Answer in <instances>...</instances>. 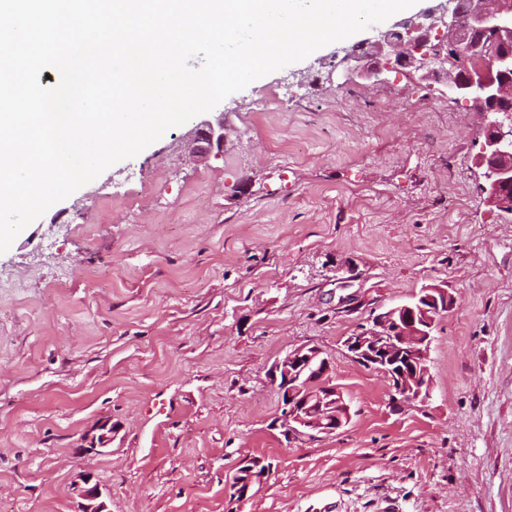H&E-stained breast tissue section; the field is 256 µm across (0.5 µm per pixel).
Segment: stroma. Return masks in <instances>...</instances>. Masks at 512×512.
Returning a JSON list of instances; mask_svg holds the SVG:
<instances>
[{
	"instance_id": "obj_1",
	"label": "stroma",
	"mask_w": 512,
	"mask_h": 512,
	"mask_svg": "<svg viewBox=\"0 0 512 512\" xmlns=\"http://www.w3.org/2000/svg\"><path fill=\"white\" fill-rule=\"evenodd\" d=\"M336 49L207 112L222 158L171 128L0 253V512H75L85 474L109 512H512V215L479 191L481 116L401 75L346 79ZM427 284L455 300L432 397L395 409L343 341ZM300 345L352 418L289 444L269 371ZM107 419L110 453H80ZM246 457L271 468L238 502Z\"/></svg>"
}]
</instances>
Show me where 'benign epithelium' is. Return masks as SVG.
<instances>
[{"mask_svg":"<svg viewBox=\"0 0 512 512\" xmlns=\"http://www.w3.org/2000/svg\"><path fill=\"white\" fill-rule=\"evenodd\" d=\"M368 62L366 76L377 83L402 71L438 84L455 101L476 108L484 118V140L476 165L482 169L481 192L499 211L512 215V0H431V5L402 18L375 39H364L336 62ZM194 153L224 155V116L204 120L191 130ZM454 305L448 290L425 285L414 299L376 314L371 324L344 340L351 357L390 371L394 403L427 402L433 391L428 366L438 318ZM277 384L288 441L336 433L351 420L350 406L333 384L322 352L307 345L292 348L270 369ZM84 452L109 453L112 422L100 424ZM268 471L237 469L229 486L245 501ZM79 489L78 512H108L103 491L91 478Z\"/></svg>","mask_w":512,"mask_h":512,"instance_id":"1","label":"benign epithelium"}]
</instances>
